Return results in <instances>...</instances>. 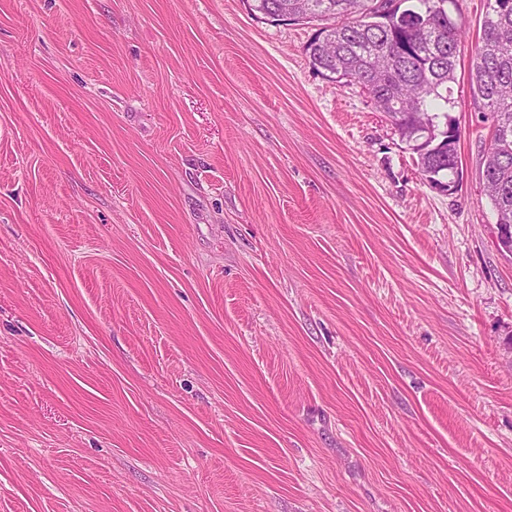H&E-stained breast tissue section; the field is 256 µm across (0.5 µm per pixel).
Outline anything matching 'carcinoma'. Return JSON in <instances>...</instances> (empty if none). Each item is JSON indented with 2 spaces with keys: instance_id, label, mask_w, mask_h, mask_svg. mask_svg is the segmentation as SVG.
I'll list each match as a JSON object with an SVG mask.
<instances>
[{
  "instance_id": "carcinoma-1",
  "label": "carcinoma",
  "mask_w": 512,
  "mask_h": 512,
  "mask_svg": "<svg viewBox=\"0 0 512 512\" xmlns=\"http://www.w3.org/2000/svg\"><path fill=\"white\" fill-rule=\"evenodd\" d=\"M271 21L323 22L307 46L323 76L358 85L381 112L400 114L402 140L431 185L455 179L461 131L454 107L467 20L459 0H246ZM475 111L491 120L484 196L512 223V0H484L470 74Z\"/></svg>"
}]
</instances>
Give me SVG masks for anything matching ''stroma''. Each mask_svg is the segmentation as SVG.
<instances>
[{
    "label": "stroma",
    "instance_id": "stroma-1",
    "mask_svg": "<svg viewBox=\"0 0 512 512\" xmlns=\"http://www.w3.org/2000/svg\"><path fill=\"white\" fill-rule=\"evenodd\" d=\"M313 25L0 0V512H512V255Z\"/></svg>",
    "mask_w": 512,
    "mask_h": 512
}]
</instances>
